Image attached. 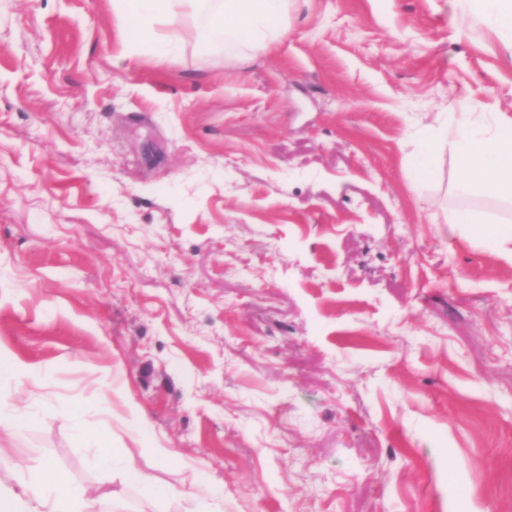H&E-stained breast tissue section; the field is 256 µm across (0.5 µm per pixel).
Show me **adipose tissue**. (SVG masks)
Wrapping results in <instances>:
<instances>
[{"label":"adipose tissue","mask_w":512,"mask_h":512,"mask_svg":"<svg viewBox=\"0 0 512 512\" xmlns=\"http://www.w3.org/2000/svg\"><path fill=\"white\" fill-rule=\"evenodd\" d=\"M293 0H112V8L129 23L130 55L149 54L158 61L177 55L182 42L168 34L169 26L184 16L193 18L200 48L208 53L239 56L264 51L279 43L285 33ZM456 139L437 130L422 147L421 166L445 142H452L462 179L461 192L475 189L498 199L512 200V137L504 133L503 115L481 112L463 116ZM110 431L101 428L93 442L98 462L124 486L144 490L148 499L164 496V488L129 464L109 445ZM96 501L50 465L28 466L16 489L0 493V512H95Z\"/></svg>","instance_id":"obj_1"}]
</instances>
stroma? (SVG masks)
I'll return each instance as SVG.
<instances>
[{
    "instance_id": "obj_1",
    "label": "stroma",
    "mask_w": 512,
    "mask_h": 512,
    "mask_svg": "<svg viewBox=\"0 0 512 512\" xmlns=\"http://www.w3.org/2000/svg\"><path fill=\"white\" fill-rule=\"evenodd\" d=\"M125 53L111 0H0V361L49 463L126 512H512V203L419 139L512 117L476 0H294L271 50ZM169 490L144 503L70 417ZM168 457H160L159 449Z\"/></svg>"
}]
</instances>
